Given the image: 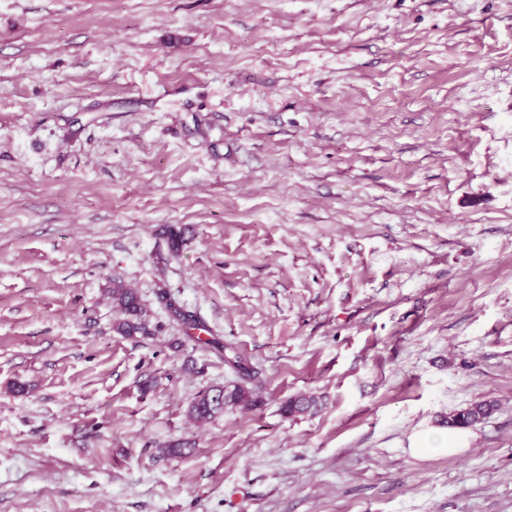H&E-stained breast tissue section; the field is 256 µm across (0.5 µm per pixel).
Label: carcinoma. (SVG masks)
Wrapping results in <instances>:
<instances>
[{
  "label": "carcinoma",
  "instance_id": "1",
  "mask_svg": "<svg viewBox=\"0 0 512 512\" xmlns=\"http://www.w3.org/2000/svg\"><path fill=\"white\" fill-rule=\"evenodd\" d=\"M112 303L120 312L112 325V330L122 336H151L149 314L141 304L138 293L120 281H113L110 289ZM237 370L240 381L232 386H214L197 393L187 407L188 417L197 422L211 421L224 413L227 406L248 409L256 402L255 393L247 386L252 379L253 368L239 354L228 359ZM497 409V404L489 400H481L468 407L448 414V427L467 428L490 417ZM318 410V399L313 394H300L288 399L283 405V413L288 417H299L313 414Z\"/></svg>",
  "mask_w": 512,
  "mask_h": 512
}]
</instances>
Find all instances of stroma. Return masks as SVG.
I'll list each match as a JSON object with an SVG mask.
<instances>
[{
	"mask_svg": "<svg viewBox=\"0 0 512 512\" xmlns=\"http://www.w3.org/2000/svg\"><path fill=\"white\" fill-rule=\"evenodd\" d=\"M0 512H512V0H0ZM110 294L112 303L120 312V318L112 325L114 332L128 337L152 335L149 314L135 290L116 280ZM226 349L227 346L224 345V360L227 359L237 370L241 381L232 386H214L198 392L186 411L188 417L197 423L217 418L224 413V408L227 406L248 409L256 402L254 391L247 386L248 381L253 377V368L248 365L244 357L237 353H234L232 358H227ZM318 399L313 394H300L288 399L283 405V413L288 417L313 414L318 410ZM497 409L494 401L481 400L468 407L448 414L449 428H467L480 423L490 417ZM466 437L447 428H427L412 437L411 452L419 455H454L467 448Z\"/></svg>",
	"mask_w": 512,
	"mask_h": 512,
	"instance_id": "1",
	"label": "stroma"
}]
</instances>
